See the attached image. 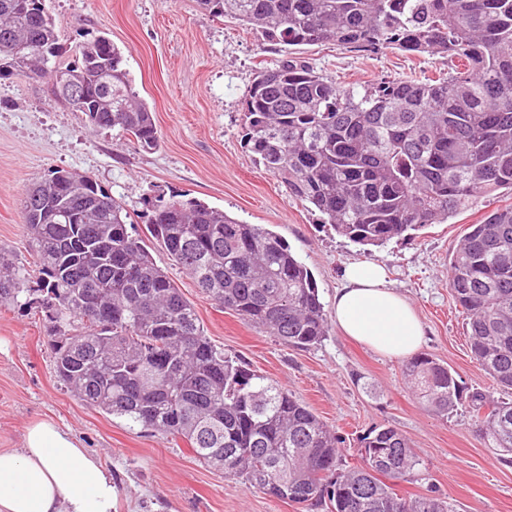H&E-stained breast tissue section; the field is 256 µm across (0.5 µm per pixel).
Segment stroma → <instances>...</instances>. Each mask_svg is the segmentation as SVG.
I'll list each match as a JSON object with an SVG mask.
<instances>
[{
	"label": "stroma",
	"mask_w": 512,
	"mask_h": 512,
	"mask_svg": "<svg viewBox=\"0 0 512 512\" xmlns=\"http://www.w3.org/2000/svg\"><path fill=\"white\" fill-rule=\"evenodd\" d=\"M45 6L67 59L103 33L118 46L161 145L146 151L119 131L93 129L84 113L54 96L49 81L0 78V246L18 265L33 266L21 198L48 170L90 175L125 203L133 235L144 231L150 202L195 198L281 236L311 271L325 312L333 310L346 264H385L425 326L421 353L457 371L467 390L501 398L470 357L465 319L448 288V258L490 208L512 206L511 190H498L416 238L353 244L310 204L289 196L244 145L243 101L253 76L279 64L287 46L258 39L197 0H45ZM303 52L328 77L359 87L383 78L436 80L449 69L440 58L397 49L370 54L322 44ZM148 249L193 304L212 344L288 389L333 427L343 441L344 466L358 463L359 436L391 426L410 439L423 464L411 481L399 483L398 493L415 498L435 488L458 512H512V462L500 458L467 405L444 419L431 415L406 383L401 360L334 327L319 344L289 347L200 293L159 244ZM46 326L41 309L0 306V448L20 447L35 422H54L111 472L119 487L114 512H305L202 464L183 439L86 405L57 381Z\"/></svg>",
	"instance_id": "35a3bbf8"
}]
</instances>
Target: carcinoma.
<instances>
[{
  "mask_svg": "<svg viewBox=\"0 0 512 512\" xmlns=\"http://www.w3.org/2000/svg\"><path fill=\"white\" fill-rule=\"evenodd\" d=\"M268 42L396 46L457 61L448 78L338 83L296 57L257 70L244 99L246 148L292 197L354 244L381 246L443 224L512 189V0H197ZM44 0H0V77L64 73L84 88L95 129L160 144L153 113L123 55L97 36L73 62ZM112 98L107 109L103 98ZM38 263L32 282L0 248V302L46 310L56 377L81 400L162 435L195 458L310 512H456L448 497L407 498L395 486L419 458L391 426L359 438L341 469L339 439L309 407L209 341L194 306L129 235L125 205L91 176L51 169L22 200ZM147 231L218 305L291 347L328 332L311 271L260 224L190 199L152 205ZM448 288L467 319L473 361L512 393V207L488 213L452 251ZM25 301H20V298ZM436 415L457 410L459 374L429 355L403 365ZM469 413L512 455V401L483 391Z\"/></svg>",
  "mask_w": 512,
  "mask_h": 512,
  "instance_id": "cac0c4a2",
  "label": "carcinoma"
}]
</instances>
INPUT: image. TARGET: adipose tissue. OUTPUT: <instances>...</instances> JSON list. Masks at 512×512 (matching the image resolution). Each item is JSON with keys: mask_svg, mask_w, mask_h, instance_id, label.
I'll return each instance as SVG.
<instances>
[{"mask_svg": "<svg viewBox=\"0 0 512 512\" xmlns=\"http://www.w3.org/2000/svg\"><path fill=\"white\" fill-rule=\"evenodd\" d=\"M333 310L344 336L387 357L409 358L423 343L418 314L381 264L347 265ZM118 493L98 458L53 422L30 426L21 448L0 450V512H112Z\"/></svg>", "mask_w": 512, "mask_h": 512, "instance_id": "adipose-tissue-1", "label": "adipose tissue"}]
</instances>
